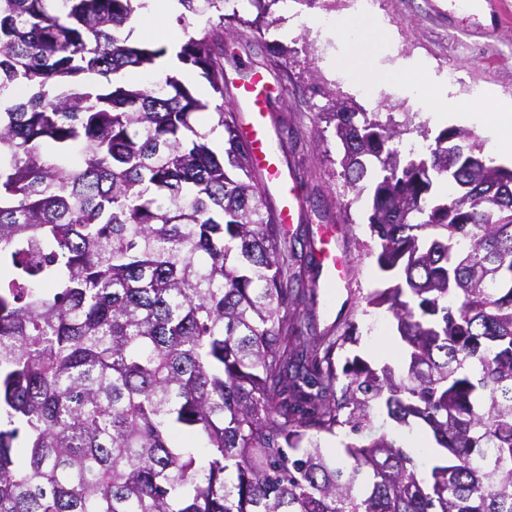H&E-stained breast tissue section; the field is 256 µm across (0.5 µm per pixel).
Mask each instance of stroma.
Listing matches in <instances>:
<instances>
[{"mask_svg":"<svg viewBox=\"0 0 512 512\" xmlns=\"http://www.w3.org/2000/svg\"><path fill=\"white\" fill-rule=\"evenodd\" d=\"M457 0H380L375 15L395 33L386 45L367 43L363 50L304 27L293 29V18L338 17L348 0H280L275 23L261 39L225 40L224 78L242 84L250 71L263 72L272 87H286V97L270 95L266 110L273 132H287L283 167L300 188L301 206L291 227L298 245L316 242V228L334 226L350 260L351 276L338 287L318 288L313 302L302 306V321L322 332L352 318L358 342L350 354L380 366L394 363L377 344L396 340L393 318L382 313L377 328H369L366 297L394 279L376 264V242L367 230V198L349 190L340 176L343 149L333 125L320 119L330 96L349 99L378 113L380 121L411 122V139L444 130L431 98L419 97L414 85L425 74L392 72L398 59L419 58L436 76L457 69L460 95L476 90L487 94L485 110L501 100L512 101V0H478L470 9H456Z\"/></svg>","mask_w":512,"mask_h":512,"instance_id":"obj_1","label":"stroma"}]
</instances>
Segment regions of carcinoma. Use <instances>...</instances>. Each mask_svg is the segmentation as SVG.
Instances as JSON below:
<instances>
[{
  "label": "carcinoma",
  "instance_id": "1",
  "mask_svg": "<svg viewBox=\"0 0 512 512\" xmlns=\"http://www.w3.org/2000/svg\"><path fill=\"white\" fill-rule=\"evenodd\" d=\"M178 2L209 101L117 78L167 54L127 31L146 0H0V512H512V168L463 129L404 163L409 122L332 99L400 274L367 305L406 353L340 366L356 327H303L316 286L292 288L224 80V38L279 0ZM413 421L433 455L386 426Z\"/></svg>",
  "mask_w": 512,
  "mask_h": 512
}]
</instances>
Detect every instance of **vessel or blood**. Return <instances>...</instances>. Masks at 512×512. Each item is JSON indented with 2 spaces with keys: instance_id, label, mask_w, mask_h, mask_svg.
<instances>
[{
  "instance_id": "b4317fda",
  "label": "vessel or blood",
  "mask_w": 512,
  "mask_h": 512,
  "mask_svg": "<svg viewBox=\"0 0 512 512\" xmlns=\"http://www.w3.org/2000/svg\"><path fill=\"white\" fill-rule=\"evenodd\" d=\"M270 92L265 75L258 71L253 72L249 80L239 86L235 108L247 115L244 125L239 129V136L248 148L254 168L263 177L264 190L275 193L278 197L275 222L285 231L295 220L299 192L295 182L286 175L281 166V158L287 145L274 135L266 119L264 105ZM333 237L334 231L330 228L320 233L322 247L319 251V263L325 272L324 285L328 288L337 287L348 272V259L333 244Z\"/></svg>"
}]
</instances>
